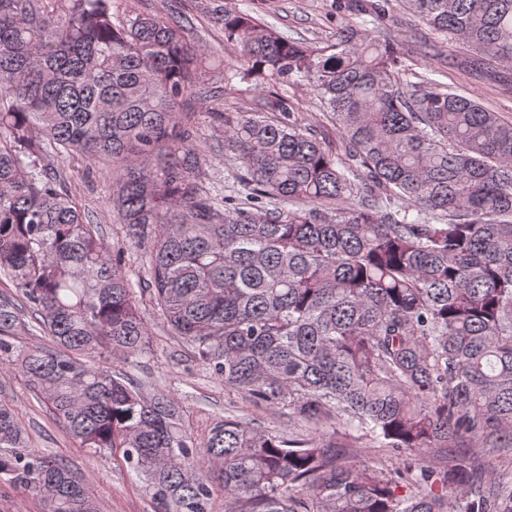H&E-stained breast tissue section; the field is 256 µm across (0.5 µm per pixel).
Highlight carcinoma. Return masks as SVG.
<instances>
[{
  "mask_svg": "<svg viewBox=\"0 0 512 512\" xmlns=\"http://www.w3.org/2000/svg\"><path fill=\"white\" fill-rule=\"evenodd\" d=\"M192 2L234 60L214 63L181 11L0 0V365L155 512H211L217 486L224 512H512V121L372 35L389 0H336L362 22L323 47ZM410 2L461 68L512 67V0ZM301 82L337 145L289 101ZM241 84L257 108L213 113L237 171L218 197L181 104ZM50 153L112 176L136 281ZM142 302L288 432L230 415L199 441L178 399L108 367L148 353ZM36 331L51 345L22 341ZM0 482L99 512L2 401Z\"/></svg>",
  "mask_w": 512,
  "mask_h": 512,
  "instance_id": "1",
  "label": "carcinoma"
}]
</instances>
